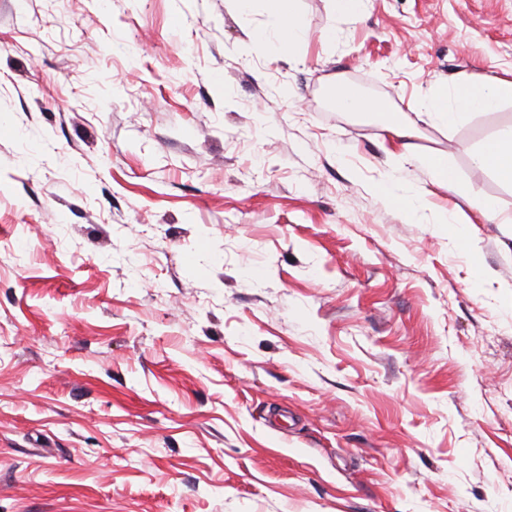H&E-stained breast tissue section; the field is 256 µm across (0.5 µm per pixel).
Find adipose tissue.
I'll list each match as a JSON object with an SVG mask.
<instances>
[{"label":"adipose tissue","instance_id":"adipose-tissue-1","mask_svg":"<svg viewBox=\"0 0 512 512\" xmlns=\"http://www.w3.org/2000/svg\"><path fill=\"white\" fill-rule=\"evenodd\" d=\"M265 11L278 22L272 42L274 49L287 51L306 36V25L300 15L296 0H263ZM512 101V80H466L458 82L451 95H436L427 101L418 117L394 114L386 102H370L362 98L355 88L346 87L337 93L333 105L340 112H385L389 120L385 128L405 151L407 159L430 173L434 183L454 194L458 191L457 177L442 152L416 153L411 141L419 123H454L459 118L476 111L494 110L501 102ZM478 168L493 171L501 180L512 183V131H504L487 140L474 156Z\"/></svg>","mask_w":512,"mask_h":512}]
</instances>
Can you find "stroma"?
Wrapping results in <instances>:
<instances>
[{
    "label": "stroma",
    "mask_w": 512,
    "mask_h": 512,
    "mask_svg": "<svg viewBox=\"0 0 512 512\" xmlns=\"http://www.w3.org/2000/svg\"><path fill=\"white\" fill-rule=\"evenodd\" d=\"M298 9L0 0V512H512V101L420 124L457 195L330 104L512 78V0ZM265 11L278 22V30L271 46L284 52L306 36V25L298 12L296 0H262ZM480 169L493 171L501 180L512 183V131H504L487 140L474 156Z\"/></svg>",
    "instance_id": "obj_1"
}]
</instances>
